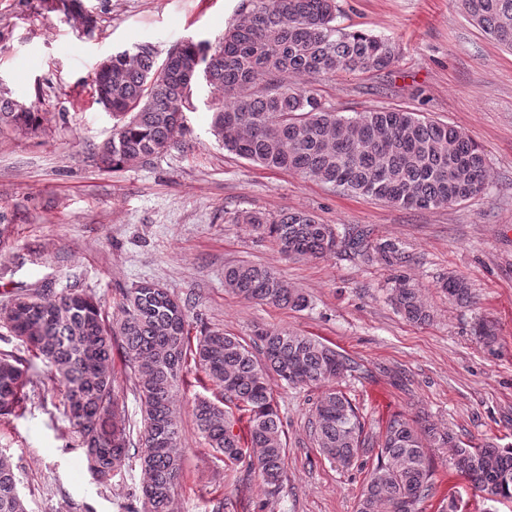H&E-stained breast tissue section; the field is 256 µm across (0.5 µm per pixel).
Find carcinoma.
<instances>
[{"label":"carcinoma","mask_w":512,"mask_h":512,"mask_svg":"<svg viewBox=\"0 0 512 512\" xmlns=\"http://www.w3.org/2000/svg\"><path fill=\"white\" fill-rule=\"evenodd\" d=\"M465 13L501 47L512 51V0H460ZM337 0H245L204 60L203 79L221 96L212 115L214 136L224 150L252 164L294 172L347 196H367L411 208L450 206L485 191L488 165L481 146L458 128L400 109L344 116L322 103L317 85L339 73L382 71L398 55L386 39L337 22ZM200 45L185 41L178 57L155 60L141 45L112 63L106 88L94 84L95 100L112 108V138L98 151L112 172L149 163L178 142L185 130L193 80L183 69ZM45 113L16 110L0 95V128L35 131ZM237 221L268 236L292 259L341 251L370 259L381 254L391 266L407 256L391 241L370 242V230L339 232L308 211L275 217L246 213ZM234 294L301 311L306 296L270 268L239 263L224 269ZM448 299L471 302L468 283L450 278ZM389 300L411 323L426 324L431 311L420 289L395 278ZM107 313L95 296L75 289L43 288L16 295L0 306V327L34 352L64 387V415L78 439L92 476L108 480L135 457L143 474L141 512H170L172 492L183 475L177 416L178 382L193 360L221 399L194 400L193 414L209 446L233 464L244 456L276 494L282 486L286 440L270 381L325 386L310 421L320 454L349 468L374 461L357 512H420L435 494L428 448L450 447L455 467L475 490L512 500V448L486 444L464 448L447 432L403 415L378 432L366 430L359 408L331 386L358 371L340 351L313 336L258 327L251 343L201 326L191 335L189 300L142 280L120 290ZM120 346L139 397L144 427L133 440L115 394L114 349ZM28 369L0 352V416L15 415L25 401ZM246 421V441L234 426ZM0 512H27L17 489L12 456L0 452Z\"/></svg>","instance_id":"carcinoma-1"}]
</instances>
